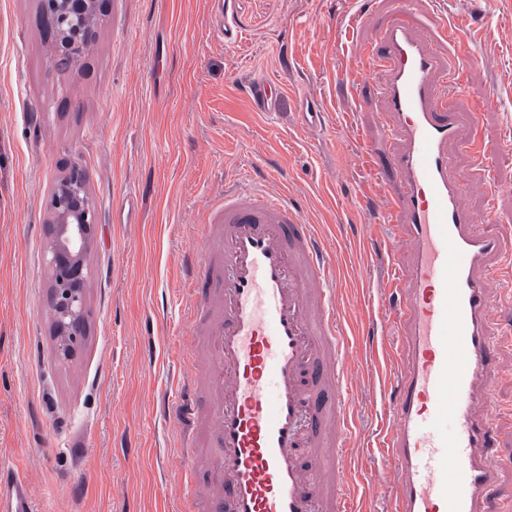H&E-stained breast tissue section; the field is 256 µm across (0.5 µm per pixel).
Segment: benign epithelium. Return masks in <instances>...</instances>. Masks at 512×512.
Wrapping results in <instances>:
<instances>
[{
  "instance_id": "benign-epithelium-1",
  "label": "benign epithelium",
  "mask_w": 512,
  "mask_h": 512,
  "mask_svg": "<svg viewBox=\"0 0 512 512\" xmlns=\"http://www.w3.org/2000/svg\"><path fill=\"white\" fill-rule=\"evenodd\" d=\"M101 0H40L46 34L61 67H75L94 48ZM96 224L84 170L71 166L51 191L45 260L51 270L55 352L72 358L85 336L87 260Z\"/></svg>"
}]
</instances>
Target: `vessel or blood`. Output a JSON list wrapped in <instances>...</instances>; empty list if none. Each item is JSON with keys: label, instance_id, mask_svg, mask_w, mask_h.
<instances>
[{"label": "vessel or blood", "instance_id": "vessel-or-blood-1", "mask_svg": "<svg viewBox=\"0 0 512 512\" xmlns=\"http://www.w3.org/2000/svg\"><path fill=\"white\" fill-rule=\"evenodd\" d=\"M397 0L375 46L357 52L381 78L383 154L396 185L380 210L391 228L393 271L382 328L401 343L385 395L390 421L378 445L390 476L370 498L389 512H484L497 490L487 375L497 345L491 274L505 246L461 201L454 148L481 161L512 153L463 139L442 77L451 62ZM255 111L273 118L270 86L248 87ZM185 254L205 356L178 373L174 409L190 433L179 459L176 512H374L358 507L352 467L348 342L338 277L325 241L287 196L263 180L226 188ZM210 459L195 480L196 453ZM0 512H33L25 480L0 466Z\"/></svg>", "mask_w": 512, "mask_h": 512}]
</instances>
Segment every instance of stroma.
Wrapping results in <instances>:
<instances>
[{"mask_svg": "<svg viewBox=\"0 0 512 512\" xmlns=\"http://www.w3.org/2000/svg\"><path fill=\"white\" fill-rule=\"evenodd\" d=\"M390 0H236L244 41L213 33L211 0H107L94 50L57 66L39 0H0V463L29 482L35 512H173L179 441L163 410L183 366L181 259L227 180L275 174L272 190L319 227L340 273L353 360L357 491L389 471L376 442L389 422L392 367L365 317L391 250L374 192L388 186L376 104L380 79L355 52ZM426 34L459 29L449 103L483 108L478 137L512 136V0H413ZM280 91L266 126L245 91ZM315 105L321 124L302 122ZM80 165L97 212L87 275L88 334L60 360L51 336L45 225L51 190ZM465 203L493 210L490 233L512 239V155L479 170L457 152ZM139 195L135 223L114 204ZM494 318L489 380L500 487L486 512H512V300Z\"/></svg>", "mask_w": 512, "mask_h": 512, "instance_id": "35a3bbf8", "label": "stroma"}]
</instances>
